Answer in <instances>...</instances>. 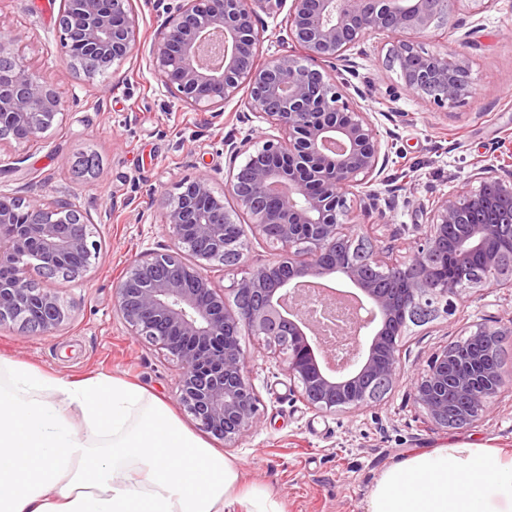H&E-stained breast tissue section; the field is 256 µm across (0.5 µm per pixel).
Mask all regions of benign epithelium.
I'll return each instance as SVG.
<instances>
[{
	"label": "benign epithelium",
	"mask_w": 512,
	"mask_h": 512,
	"mask_svg": "<svg viewBox=\"0 0 512 512\" xmlns=\"http://www.w3.org/2000/svg\"><path fill=\"white\" fill-rule=\"evenodd\" d=\"M265 2L168 0L163 8L150 53L166 92L183 106L222 112L244 86L246 107L267 127L228 144L224 192H215L216 176L209 171L183 180L160 217L174 248L134 259L112 290L113 310L131 333L179 364L181 405L226 448L237 446L259 422L241 332L279 347L284 371L309 408L359 411L376 400L373 384L391 387L404 377L399 343L408 315L419 306L437 310L459 295L472 254L481 253L495 270L497 256L489 248L495 225L469 224L451 244L448 228L512 203V178L479 170L478 189L420 205L426 231L414 239L408 260L387 261L372 251L361 264L346 262L336 244L360 235L361 218L374 201L371 186L385 183L388 151L369 113L348 99L323 65L350 66L373 34H404L392 51L405 88L439 108L462 103L471 94L462 54L435 51L415 67L408 63L422 38L441 23L451 24L458 0H290L281 27L295 49L262 58L258 9ZM59 24L66 65L87 80L122 63L139 38L132 0H61ZM15 44L16 36L0 27V130H10V140L21 145L40 139L68 105L47 77L18 58ZM242 155L246 159L238 166ZM241 213L249 217L246 226L238 222ZM76 219L79 205L69 197L0 193V323H18L24 333L35 316L34 331L50 335L68 319L61 296L35 283L56 271L81 277L99 259L101 246L91 239L89 225L71 230ZM248 229L274 238L279 252L234 283L230 306L207 270L226 258L244 265ZM450 247L456 276L441 279L437 258L448 257ZM364 264L377 275L405 281L404 295L394 298L376 287L362 273ZM294 275H336L361 288L368 321L378 327L345 362L316 357L320 339L301 329L306 299L289 287ZM511 334V316L479 325L432 353L411 378L414 402L433 428H471L512 394V379L489 365L487 387L474 388L469 374L458 370L448 388L456 356L474 347L489 350ZM450 390L461 401L454 423L448 420Z\"/></svg>",
	"instance_id": "1"
}]
</instances>
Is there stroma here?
<instances>
[{
  "label": "stroma",
  "mask_w": 512,
  "mask_h": 512,
  "mask_svg": "<svg viewBox=\"0 0 512 512\" xmlns=\"http://www.w3.org/2000/svg\"><path fill=\"white\" fill-rule=\"evenodd\" d=\"M60 0H0V26L17 37L16 50L33 70L47 74L69 107L62 121L30 145L0 142V191L52 199L76 195L102 245L96 264L79 281L48 279L69 320L51 335H26L0 325V355L75 379L119 376L164 399L188 429L196 422L177 397L178 364L136 339L112 308L114 284L131 260L169 248L159 217L180 181L207 168L226 169L224 143L243 139L253 123L246 91L223 112L197 111L165 96L150 63L162 12L156 0H133L139 41L131 55L104 75L86 80L63 60ZM454 19L467 44L444 28L429 33L430 51L464 48L472 97L440 109L405 89L398 65L388 62L392 42L368 38L366 53L340 76L362 111L371 115L389 150L395 208L390 222L370 216L372 246L390 260L408 258L422 233L419 205L463 188L477 189L472 174H512V0H459ZM97 152L95 173L80 176V152ZM512 315V288L463 292L453 312L408 325L401 361L406 374L382 398L352 413L320 414L301 399L273 346L249 334L240 344L250 358L260 420L237 447L224 450L244 483L268 488L286 512H367L382 472L406 457L448 443H472L512 455V397L503 398L478 426L433 429L412 396L409 378L432 352L466 337L474 325Z\"/></svg>",
  "instance_id": "stroma-1"
}]
</instances>
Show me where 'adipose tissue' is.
<instances>
[{"label":"adipose tissue","instance_id":"adipose-tissue-1","mask_svg":"<svg viewBox=\"0 0 512 512\" xmlns=\"http://www.w3.org/2000/svg\"><path fill=\"white\" fill-rule=\"evenodd\" d=\"M0 512H285L123 379L70 380L0 356ZM368 512H512V456L470 443L385 470Z\"/></svg>","mask_w":512,"mask_h":512}]
</instances>
